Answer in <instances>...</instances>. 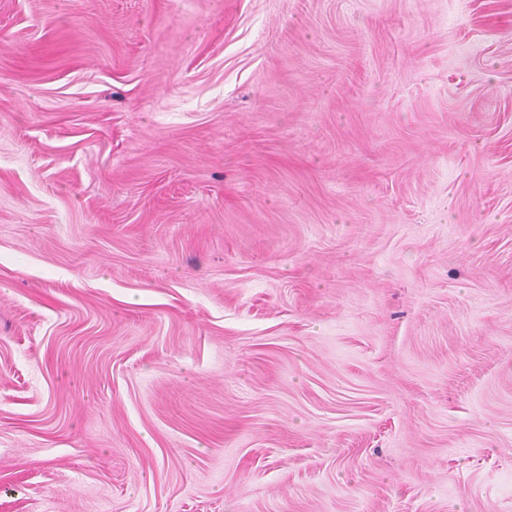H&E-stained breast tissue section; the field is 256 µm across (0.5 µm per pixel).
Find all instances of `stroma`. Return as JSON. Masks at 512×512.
I'll return each instance as SVG.
<instances>
[{
	"label": "stroma",
	"instance_id": "stroma-1",
	"mask_svg": "<svg viewBox=\"0 0 512 512\" xmlns=\"http://www.w3.org/2000/svg\"><path fill=\"white\" fill-rule=\"evenodd\" d=\"M0 512H512V0H0Z\"/></svg>",
	"mask_w": 512,
	"mask_h": 512
}]
</instances>
